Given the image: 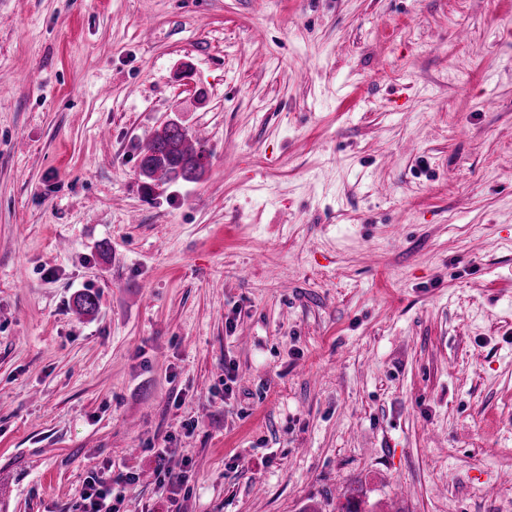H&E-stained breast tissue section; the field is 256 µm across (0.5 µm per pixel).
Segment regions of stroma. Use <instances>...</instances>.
<instances>
[{"mask_svg":"<svg viewBox=\"0 0 512 512\" xmlns=\"http://www.w3.org/2000/svg\"><path fill=\"white\" fill-rule=\"evenodd\" d=\"M2 80L0 512H512V0H0ZM204 142L178 122L167 125L145 145L141 159L142 175L154 180L194 181L204 172ZM127 480L128 474H118L110 483L94 478L88 485L82 512H112V504H108V499H112V483L120 485Z\"/></svg>","mask_w":512,"mask_h":512,"instance_id":"stroma-1","label":"stroma"}]
</instances>
